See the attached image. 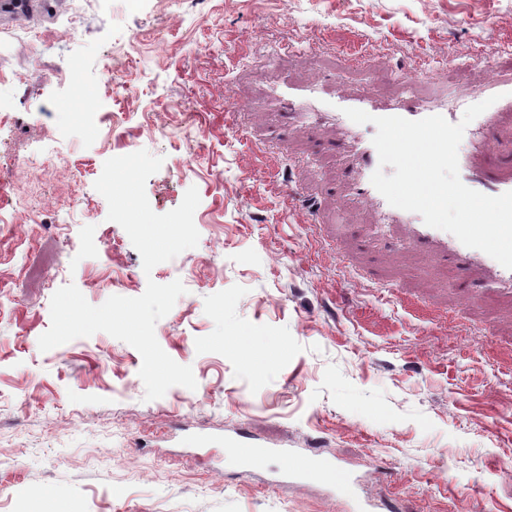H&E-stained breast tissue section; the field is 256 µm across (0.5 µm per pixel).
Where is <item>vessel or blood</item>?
I'll use <instances>...</instances> for the list:
<instances>
[{
	"mask_svg": "<svg viewBox=\"0 0 512 512\" xmlns=\"http://www.w3.org/2000/svg\"><path fill=\"white\" fill-rule=\"evenodd\" d=\"M302 94V89L295 87L278 93L281 117L289 126L317 129L329 120L330 115L296 110L295 100ZM452 94L468 105L488 98L493 101L492 106L477 117L474 129L466 133L469 146L458 154L462 182L491 196L512 191V158L501 157L495 147L503 133L512 131V74L489 79L475 88L456 81L452 84ZM342 103L344 107L358 108L374 116H400L410 120L448 113L441 101L420 96L409 87L386 103L365 91L343 98ZM367 131V125L343 120L337 139L329 145L342 161L350 196L369 206L378 223L386 225L402 247L425 256L436 266H452L460 287L465 290L466 301H473L475 289L488 279L497 281L502 302L512 301V270L504 268L484 252L464 246L451 233L427 226L419 214L391 206L375 189L371 176L378 166V154ZM230 442L237 448L246 467L262 466L267 458L277 456L286 461L288 477L314 476L347 492L354 487L345 467L317 453L291 448L273 449L256 442L243 431L231 437Z\"/></svg>",
	"mask_w": 512,
	"mask_h": 512,
	"instance_id": "obj_1",
	"label": "vessel or blood"
}]
</instances>
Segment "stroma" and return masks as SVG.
<instances>
[{
  "instance_id": "obj_1",
  "label": "stroma",
  "mask_w": 512,
  "mask_h": 512,
  "mask_svg": "<svg viewBox=\"0 0 512 512\" xmlns=\"http://www.w3.org/2000/svg\"><path fill=\"white\" fill-rule=\"evenodd\" d=\"M512 55V0H63L0 14V512H512V327L494 290L475 310L454 277L433 279L403 248L373 282L317 239L308 196L348 215L336 138L284 126V81L421 96L456 68L482 84ZM83 63L85 93L60 75ZM120 77L107 87L104 71ZM100 113L96 128L78 113ZM163 157L146 182L154 212L200 204L195 248L144 273L94 188L109 158ZM85 200L70 206L73 196ZM185 294L155 326L196 389L144 401L140 353L107 333L41 351L50 300L75 284L95 306L148 281ZM444 296L447 312L429 310ZM283 448L316 446L360 476L356 498L286 484L280 461L246 471L238 427Z\"/></svg>"
}]
</instances>
